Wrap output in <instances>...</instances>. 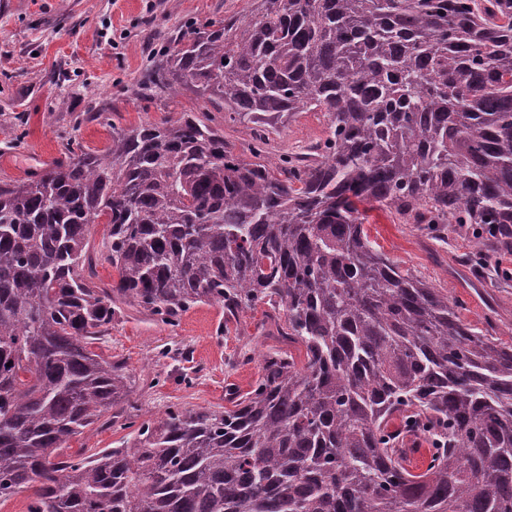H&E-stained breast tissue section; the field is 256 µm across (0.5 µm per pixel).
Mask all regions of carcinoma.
Masks as SVG:
<instances>
[{
	"label": "carcinoma",
	"instance_id": "cac0c4a2",
	"mask_svg": "<svg viewBox=\"0 0 512 512\" xmlns=\"http://www.w3.org/2000/svg\"><path fill=\"white\" fill-rule=\"evenodd\" d=\"M182 89L254 125L247 160L194 112L112 128L26 181L0 179V500L28 512H512V341L399 267L373 204L512 255V0H254L171 37L142 94ZM324 113L312 161L266 130ZM109 226L96 255L93 227ZM117 273L93 282L96 263ZM267 307L230 408L135 425V376L91 350L133 307L174 328ZM110 414L120 448L74 458ZM399 419L404 431L390 428ZM431 443L425 468L408 445Z\"/></svg>",
	"mask_w": 512,
	"mask_h": 512
}]
</instances>
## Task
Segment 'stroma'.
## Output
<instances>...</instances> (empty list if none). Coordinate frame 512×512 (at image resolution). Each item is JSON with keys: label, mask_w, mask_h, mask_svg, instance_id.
<instances>
[{"label": "stroma", "mask_w": 512, "mask_h": 512, "mask_svg": "<svg viewBox=\"0 0 512 512\" xmlns=\"http://www.w3.org/2000/svg\"><path fill=\"white\" fill-rule=\"evenodd\" d=\"M251 7V0H0V179L31 178L60 159L65 144L100 152L113 128L174 121L202 108L185 92L144 97L134 89L172 35L195 23L249 18ZM203 108L231 150L249 157L250 124L231 120L221 103ZM326 127L323 113L297 114L268 132L266 159L308 153L325 139ZM366 230L402 270L461 302L465 323L483 327L488 307H495L501 338L512 339V282L482 284L460 266L468 237L434 240L381 210L371 212ZM223 320L219 306L200 304L171 329L128 309L97 351L125 361L138 379L141 420L161 419L172 406L220 409L226 387L249 392L258 378L256 356L278 345L270 336L249 342L220 331ZM246 351L252 363H237Z\"/></svg>", "instance_id": "stroma-1"}]
</instances>
